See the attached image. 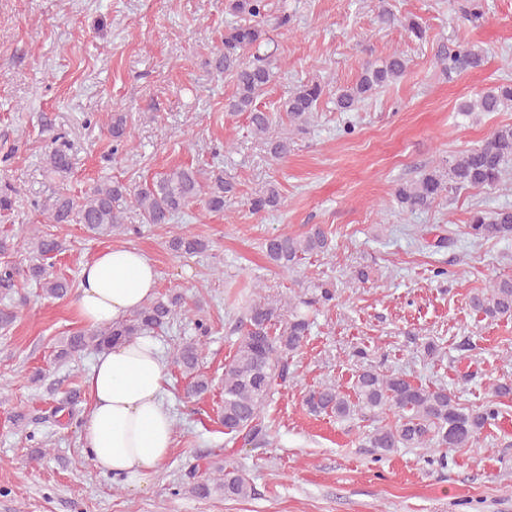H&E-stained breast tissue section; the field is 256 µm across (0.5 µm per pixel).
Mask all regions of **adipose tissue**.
I'll return each mask as SVG.
<instances>
[{
    "label": "adipose tissue",
    "mask_w": 512,
    "mask_h": 512,
    "mask_svg": "<svg viewBox=\"0 0 512 512\" xmlns=\"http://www.w3.org/2000/svg\"><path fill=\"white\" fill-rule=\"evenodd\" d=\"M157 285L156 268L143 252L106 248L82 268L78 314L92 329L122 322L155 296ZM166 383V360L151 336L112 344L85 379L92 399L79 433L86 459L135 491L164 466L176 443Z\"/></svg>",
    "instance_id": "obj_1"
}]
</instances>
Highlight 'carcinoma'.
I'll return each mask as SVG.
<instances>
[{
    "instance_id": "carcinoma-1",
    "label": "carcinoma",
    "mask_w": 512,
    "mask_h": 512,
    "mask_svg": "<svg viewBox=\"0 0 512 512\" xmlns=\"http://www.w3.org/2000/svg\"><path fill=\"white\" fill-rule=\"evenodd\" d=\"M267 0H225L224 11L235 21L224 30L221 45L214 52V67L233 78L235 91L226 104L231 115L246 114L251 131L265 140L271 158L281 161L293 150V135L308 130L314 112L322 100L331 98L336 109L353 112L358 105L400 79L407 69L405 57L394 52L378 62L366 63L357 80L350 85L330 82H306L290 91L281 104L290 129L270 135L272 116L257 107L274 76L272 54L265 47L273 43L272 32L288 31L292 15L284 11L275 22L267 20ZM486 51L460 45L454 50L443 46L438 61L448 75H459L481 67ZM512 108V80L507 79L476 98L462 103L458 111L499 112ZM112 135V153L129 135L126 115H108ZM512 162V125L497 128L487 141L477 147L440 161L419 172L418 176L397 184L392 201L401 211L416 212L431 208L443 196L468 188H494L503 182ZM47 169L65 178L71 170L69 153L51 147L46 153ZM235 178L222 171H203L193 166H178L152 182L132 184L120 181L96 183L76 202L60 192L47 202L33 207L46 223L81 224L97 236L125 235L134 230L124 223L121 203L128 201L139 211L146 224H170L191 203L199 200L206 209L222 213L237 199ZM254 213L278 211L285 199L277 184L269 182L246 201ZM468 234L475 240L512 239V208L492 212H472ZM21 246L31 256L32 265L23 273L9 264H0V286L10 288L21 275L38 284L44 296L61 299L74 284L48 272L49 262L64 250L63 241L48 228L37 225L23 237ZM169 248L180 254L196 255L209 250V243L193 234L177 232ZM331 251L329 232L314 224L302 236L286 232L267 238L265 256L282 270L292 271L302 260ZM309 299L288 298L276 304L253 288L254 298L245 307L235 329L242 332L233 354L224 364V400L221 421L231 439L243 444L263 441L269 429L264 423L265 407L290 378L289 360L307 341L313 324L310 309L327 307L336 299V290L327 282L313 285ZM184 298L176 291L155 297L133 311L123 322L92 331H78L62 341L59 359L86 350H102L114 343L131 341L154 331H161L182 312ZM469 308L482 319L512 317V276L492 280L469 296ZM203 343L198 339L183 341L174 348L172 358L187 379L186 394L197 396L210 389V380L200 371ZM353 394L343 393L332 383L309 390L303 404L313 415H330L340 421L370 418L377 426L366 435L369 447L382 455L397 448H424L431 452L428 463L445 464L444 451L468 448L490 421L497 418L499 398L512 395V384L491 387L492 400L479 408L465 406L443 386L425 387L373 366L361 367L355 374ZM188 492L198 498H246L253 487L245 474L228 460L216 458L203 465L190 466L185 473Z\"/></svg>"
}]
</instances>
